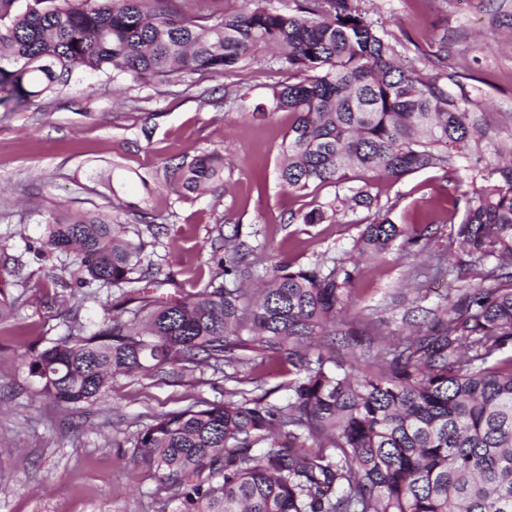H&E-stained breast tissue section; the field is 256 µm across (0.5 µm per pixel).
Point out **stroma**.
I'll return each instance as SVG.
<instances>
[{
	"mask_svg": "<svg viewBox=\"0 0 512 512\" xmlns=\"http://www.w3.org/2000/svg\"><path fill=\"white\" fill-rule=\"evenodd\" d=\"M376 25L400 44L403 62L422 64L440 38L448 68L501 133L512 131V0H358ZM257 61L224 73H191L148 83L77 73L61 95L24 106H0V269L13 315L0 322V512H177L153 469L131 461L135 435L156 416L197 400L223 401L226 391L258 390L270 404L288 401V378L267 366L237 365L230 375L200 366L182 377L118 375L101 402L64 404L37 394L22 369L19 343L46 345L63 334L77 308L85 325L112 301L53 287L66 254L46 246L49 217L100 212L142 237V259L198 291L214 264V244L232 228L254 248L256 270L271 261L305 266L349 258L371 210L339 214L334 223L304 224L300 213L332 200L331 186L289 192L278 177L282 143L294 117L252 114L227 100L240 91L265 104L295 82ZM219 157L223 177L206 190L166 186L173 159ZM473 163L462 158L453 180L434 169L374 181L371 194L391 206V219L415 226L412 252L392 249L364 260L347 316L367 326L350 359H364L379 339L405 336L441 314L446 297L476 282L451 235L448 211L472 188ZM261 378L254 387L253 378Z\"/></svg>",
	"mask_w": 512,
	"mask_h": 512,
	"instance_id": "obj_1",
	"label": "stroma"
}]
</instances>
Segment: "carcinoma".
<instances>
[{"label":"carcinoma","mask_w":512,"mask_h":512,"mask_svg":"<svg viewBox=\"0 0 512 512\" xmlns=\"http://www.w3.org/2000/svg\"><path fill=\"white\" fill-rule=\"evenodd\" d=\"M174 2L0 0V104L60 93L77 69L144 82L231 71L277 47L279 69L303 75L254 107L294 115L279 179L293 192L346 190L299 220L370 208L378 176L432 168L448 178L474 156L452 236L480 282L357 370L336 359V345L365 335L338 320L353 281L347 262H273L255 273L236 227L202 289L164 298L154 289L174 278L142 264L144 242L123 238L112 215L53 217L47 247L75 257L53 284L80 288L85 300L102 288L119 296L94 329L74 313L64 335L19 353L38 393L92 403L117 374L278 363L293 375L285 405L230 391L222 403L162 413L136 435V452L179 512H512V133L501 136L490 113L453 90L446 39L423 66L403 64L358 0H239L203 18ZM221 173L201 156L168 164L164 179L195 191ZM392 210L378 207L364 225L358 255L419 243Z\"/></svg>","instance_id":"1"}]
</instances>
